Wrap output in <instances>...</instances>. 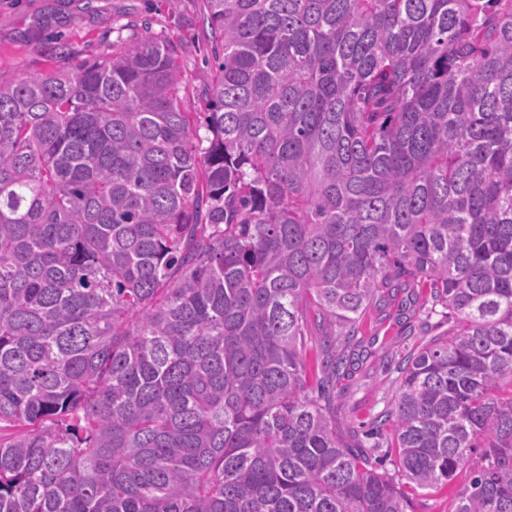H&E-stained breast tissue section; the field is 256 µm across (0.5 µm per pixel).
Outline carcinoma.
Returning a JSON list of instances; mask_svg holds the SVG:
<instances>
[{
  "instance_id": "carcinoma-1",
  "label": "carcinoma",
  "mask_w": 512,
  "mask_h": 512,
  "mask_svg": "<svg viewBox=\"0 0 512 512\" xmlns=\"http://www.w3.org/2000/svg\"><path fill=\"white\" fill-rule=\"evenodd\" d=\"M206 2L202 118L146 28L0 85V512H407L479 439L512 512V0ZM421 281L380 473L334 388Z\"/></svg>"
}]
</instances>
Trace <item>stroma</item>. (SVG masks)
I'll return each instance as SVG.
<instances>
[{
    "mask_svg": "<svg viewBox=\"0 0 512 512\" xmlns=\"http://www.w3.org/2000/svg\"><path fill=\"white\" fill-rule=\"evenodd\" d=\"M205 6L206 0H0V84L55 67L53 53L62 44L77 60L99 54L144 21L179 48L183 111H207L215 71L211 32L200 22ZM428 298V288L405 289L388 315L370 309L360 321V346L336 385V405L344 430L363 434L365 447L373 445L367 430L395 394L399 361L448 329L444 311L430 310ZM484 462V449H475L447 487L409 491L410 512H453L472 467Z\"/></svg>",
    "mask_w": 512,
    "mask_h": 512,
    "instance_id": "obj_1",
    "label": "stroma"
}]
</instances>
